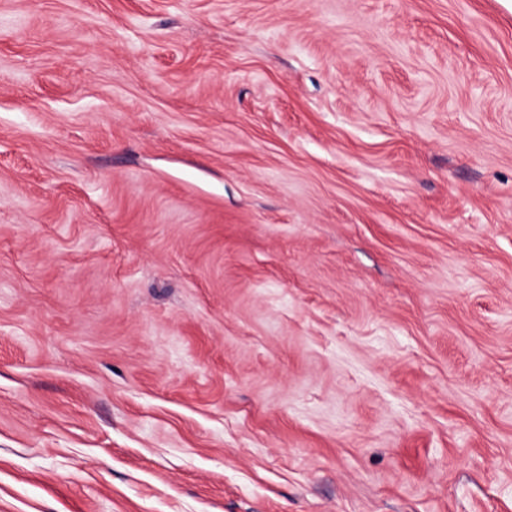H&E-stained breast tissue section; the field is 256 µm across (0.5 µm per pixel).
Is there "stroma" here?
Masks as SVG:
<instances>
[{"mask_svg":"<svg viewBox=\"0 0 512 512\" xmlns=\"http://www.w3.org/2000/svg\"><path fill=\"white\" fill-rule=\"evenodd\" d=\"M0 512H512V0H0Z\"/></svg>","mask_w":512,"mask_h":512,"instance_id":"obj_1","label":"stroma"}]
</instances>
